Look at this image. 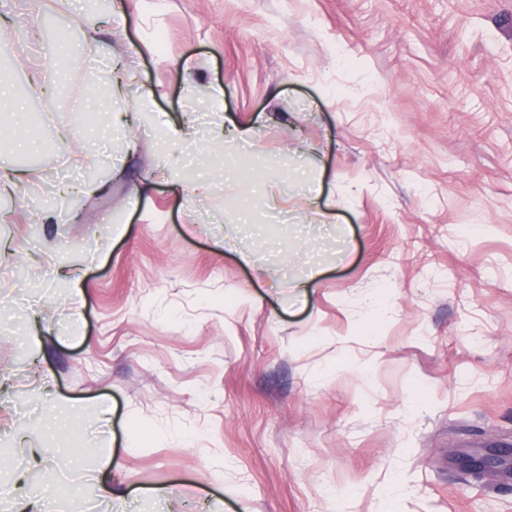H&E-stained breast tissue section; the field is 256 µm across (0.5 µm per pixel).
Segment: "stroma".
<instances>
[{
  "mask_svg": "<svg viewBox=\"0 0 512 512\" xmlns=\"http://www.w3.org/2000/svg\"><path fill=\"white\" fill-rule=\"evenodd\" d=\"M9 5L0 512H512V0H112L95 64Z\"/></svg>",
  "mask_w": 512,
  "mask_h": 512,
  "instance_id": "35a3bbf8",
  "label": "stroma"
}]
</instances>
